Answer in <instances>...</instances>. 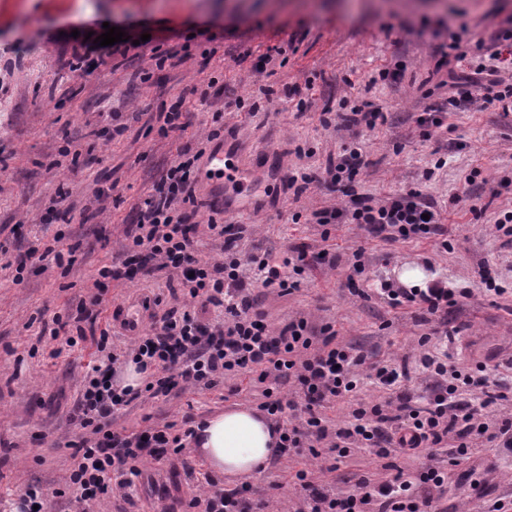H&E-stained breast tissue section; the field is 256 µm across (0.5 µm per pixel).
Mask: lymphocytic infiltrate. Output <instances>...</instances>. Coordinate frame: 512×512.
<instances>
[{
    "instance_id": "obj_1",
    "label": "lymphocytic infiltrate",
    "mask_w": 512,
    "mask_h": 512,
    "mask_svg": "<svg viewBox=\"0 0 512 512\" xmlns=\"http://www.w3.org/2000/svg\"><path fill=\"white\" fill-rule=\"evenodd\" d=\"M469 61L470 74L448 97L445 109L461 110L477 102L512 112V84L498 77V68L486 65L482 55H465L459 43H451L442 64ZM198 180L188 160H174L158 176L152 192L126 232L120 258L102 266L94 281L96 291L77 310L78 320H96L102 303L99 291L108 282L133 279L134 275L166 272L177 280L193 308L170 309L152 332L139 336L121 352L109 347L110 334L101 330L97 342L99 356L90 365L73 411L83 431L75 442L73 466L66 478L72 512H87L90 504L126 492L143 474L146 460L162 461L180 454L192 428L149 425L139 430L116 431L115 417L142 394L165 396L173 390H210L220 380L249 377L260 390L258 407L273 418L284 410H301V423L283 427L281 448L291 456L311 455L341 463L351 449L369 448L380 459L393 454H417L419 449L438 450L452 445L460 456H468L477 440H485L502 451L512 450V419L495 425L480 422L483 410L504 399V385L490 380L485 363L461 369L438 353L428 351L431 339H444L448 330L436 328L434 337H420L426 351L417 364L436 380L426 405L416 407L399 395L409 380L413 364L409 360H383L372 365L379 385L392 390L394 398L367 405H352L347 423L332 428L328 409L357 387V367L362 354L340 344L332 326L322 329L320 341H313L305 320L280 330H272L262 313L255 311L248 293L249 284L239 271L235 257L209 264L196 256L189 204L196 201ZM345 216L353 224L365 225L373 236L395 229L403 238H432L443 235L433 207L415 189L383 204L357 194ZM387 297L392 306L408 302L425 315L446 311L454 302L452 289L436 284L428 288H391ZM224 311L222 322L209 326L200 311ZM137 364L147 378L143 390L115 384L118 368L126 362ZM297 389L296 398L280 395V381ZM478 392V400H462L465 392ZM293 480L304 492L299 512H431L444 492L445 473L435 465L421 466L416 478L396 470L375 481L360 476L350 491L333 495L310 480L306 470H296ZM194 512H263V503L254 501L243 489L213 491L189 503Z\"/></svg>"
}]
</instances>
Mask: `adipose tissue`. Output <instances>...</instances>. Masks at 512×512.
Masks as SVG:
<instances>
[{
	"label": "adipose tissue",
	"mask_w": 512,
	"mask_h": 512,
	"mask_svg": "<svg viewBox=\"0 0 512 512\" xmlns=\"http://www.w3.org/2000/svg\"><path fill=\"white\" fill-rule=\"evenodd\" d=\"M197 453L209 470L243 482L278 454L276 427L260 412L228 408L207 416L197 430Z\"/></svg>",
	"instance_id": "obj_1"
}]
</instances>
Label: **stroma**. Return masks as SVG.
<instances>
[{"label": "stroma", "mask_w": 512, "mask_h": 512, "mask_svg": "<svg viewBox=\"0 0 512 512\" xmlns=\"http://www.w3.org/2000/svg\"><path fill=\"white\" fill-rule=\"evenodd\" d=\"M106 22L133 39H150L132 62L68 80L67 63L79 45L72 26L92 24L98 36ZM463 23L464 48L480 43L485 53L512 56L511 43L494 40L512 27V0H0V241L23 253L59 235L77 248L66 274L28 269L17 285L13 269L0 267L1 503L20 501L35 484L46 494L47 512H58L70 444L81 434L70 415L96 345L88 335L68 346L73 327L55 338L44 330L92 293L98 269L118 256L134 210L178 152L212 150L207 136L216 111L224 114L219 139L250 176L259 202L238 200L216 216L206 189H198L199 259L224 257L223 239L207 232L212 219L234 225L233 250L241 258L314 259L302 274H289L290 294L255 288L273 328L302 318L310 333L333 325L340 341L377 360L417 353L418 338L432 334L437 319L409 305L391 307L377 293L380 284L398 283L408 263L422 267L428 281L469 291L448 309V326L457 332L448 352L458 367H491L495 355L512 352V237L490 230L512 211V114L473 106L447 113L439 128L420 121L427 106L451 95L450 71L463 69L437 66L440 48ZM21 34L29 42L17 53ZM167 50L179 51V59L158 63ZM269 53L275 59L268 64ZM385 70L399 71V79H380ZM366 100L383 108L385 121L346 127L341 114ZM176 103L186 128L162 133L156 116ZM116 112L127 125L117 136ZM73 147L81 151L75 162L63 154ZM353 147L369 160L353 180L355 190L378 201L421 191L445 224L446 240L372 239L355 224L319 223V213L346 204L329 182L294 198L290 170L323 173ZM473 171L475 184L465 185ZM103 174L115 188L101 205L95 192ZM63 190L83 222L65 224L51 212ZM169 289L162 278L111 282L96 329L107 328L116 307L150 329L174 304ZM238 384L231 396L221 386L146 396L115 425L136 430L146 416L161 426L181 423L189 412L256 408L255 390L246 379ZM437 463L448 473L440 512H478L474 472L485 474L491 495L512 496V454L481 446L463 459L445 450ZM300 468L338 493L361 473L383 474L366 450L353 451L333 473L321 472L315 460L282 455L251 478L253 496L271 499L272 512H298L301 496L289 474ZM146 469L174 474L167 497L143 488L94 503L90 512H156L161 503L184 512L208 486L229 487L190 447Z\"/></svg>", "instance_id": "stroma-1"}]
</instances>
